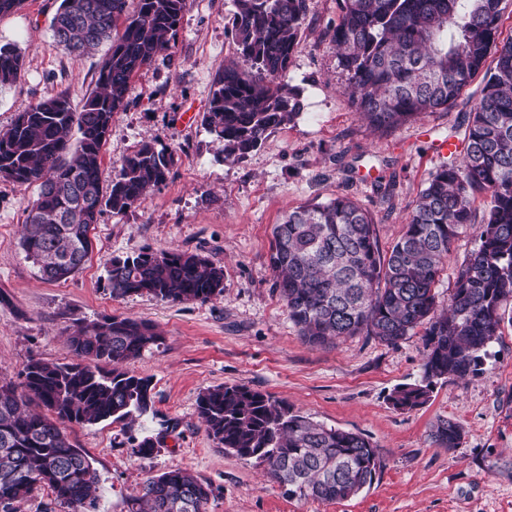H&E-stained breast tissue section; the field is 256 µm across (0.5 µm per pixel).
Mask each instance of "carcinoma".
Masks as SVG:
<instances>
[{
    "label": "carcinoma",
    "mask_w": 512,
    "mask_h": 512,
    "mask_svg": "<svg viewBox=\"0 0 512 512\" xmlns=\"http://www.w3.org/2000/svg\"><path fill=\"white\" fill-rule=\"evenodd\" d=\"M61 0L56 42L69 53L110 43L81 108L61 91L18 113L0 130V180L38 184L22 246L46 281L77 273L91 249L89 230L106 211L124 214L163 185L173 150L143 143L105 180L103 151L112 117L127 105L133 77L175 45L190 0ZM332 30L347 92L380 133L451 107L483 69L480 98L448 161L418 192L404 231L380 247L373 214L338 195L290 212L273 228L269 265L300 336L315 345L371 336L394 345L424 328L422 380L400 386L391 404L426 403L432 380L463 379L480 365L504 324L512 325V41H497L503 0H337ZM236 53L213 81L201 124L238 162L302 112L300 89L286 81L307 19L308 0H233ZM16 47L0 45V86L23 76ZM77 131L70 145L71 131ZM486 199L477 217V196ZM480 244L456 269L448 306L436 284L459 235ZM112 296L148 293L161 301L206 302L224 292V268L189 252L142 251L105 265ZM157 328L128 317L80 320L68 336L72 363L31 359L19 384H0V512H17L46 489L70 512H96L98 477L64 424L105 421L132 427L153 411L151 379L125 369L162 343ZM198 415L216 444L266 465L290 498L342 501L371 486L381 469L362 435L327 427L272 396L242 385L203 391ZM434 442L452 450L461 429L441 420ZM157 441L132 439L147 456ZM208 487L188 470L147 479L128 512H205Z\"/></svg>",
    "instance_id": "cac0c4a2"
}]
</instances>
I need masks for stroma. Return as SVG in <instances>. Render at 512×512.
I'll use <instances>...</instances> for the list:
<instances>
[{"label": "stroma", "mask_w": 512, "mask_h": 512, "mask_svg": "<svg viewBox=\"0 0 512 512\" xmlns=\"http://www.w3.org/2000/svg\"><path fill=\"white\" fill-rule=\"evenodd\" d=\"M60 0H24L0 17V45L24 56V76L0 88V129L31 104L67 92L81 106L94 87L106 47L75 56L50 27ZM300 42L288 70L303 91L301 115L234 164L201 124L214 76L236 59L224 19L232 0H191L175 46L133 79L127 108L114 114L103 154L105 178L151 142L173 150L166 183L124 214L105 212L90 231L92 251L75 275L46 282L21 246L37 185L0 181V382H20L29 359L68 363L74 319L130 317L161 331L160 347L131 363L151 378L154 406L133 430L119 424H66L70 440L98 476V512H126V501L150 477L182 468L211 494L206 512H512V327L503 326L465 379L434 383L428 402L392 406L395 388L419 380L422 330L397 344L355 336L336 346L304 342L288 317L269 267L274 224L289 211L339 194L371 210L383 249H390L423 183L446 162L438 146L480 96L473 80L450 110L427 113L385 134L372 133L347 90L330 35L336 0H308ZM394 184L386 210L375 176ZM188 251L224 268V292L207 302L173 303L148 294L113 297L105 264L126 253ZM238 384L270 394L326 426L362 434L382 469L371 488L343 501L283 494L254 460L225 452L197 411L209 387ZM462 430L458 448L432 439L437 422ZM158 439L137 456L129 436Z\"/></svg>", "instance_id": "stroma-1"}]
</instances>
